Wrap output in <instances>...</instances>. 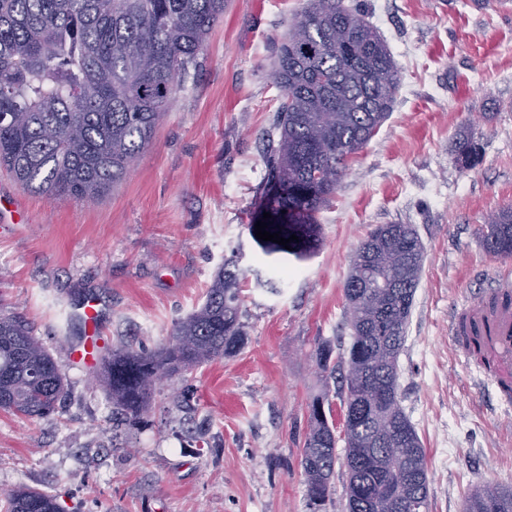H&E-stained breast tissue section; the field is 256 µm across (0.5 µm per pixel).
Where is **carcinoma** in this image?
<instances>
[{
  "instance_id": "1",
  "label": "carcinoma",
  "mask_w": 512,
  "mask_h": 512,
  "mask_svg": "<svg viewBox=\"0 0 512 512\" xmlns=\"http://www.w3.org/2000/svg\"><path fill=\"white\" fill-rule=\"evenodd\" d=\"M223 16L224 0H0V167L50 200L100 201L152 143L178 79ZM275 64L279 139L267 145L260 212L270 217L258 220L305 242L348 160L392 111L400 72L380 31L342 0H307ZM451 152L462 171L478 164L470 128L459 130ZM321 169L333 178L319 177ZM483 245L492 255H512L511 207L494 215ZM424 256L413 225H377L356 249L344 286L350 346L334 363L330 349L318 351L322 369L346 389V512H428L426 453L398 384ZM243 276L225 263L167 343L112 350L101 379L112 414L134 422L157 383L240 352ZM63 390L59 365L29 324L0 308V410L42 418ZM307 422L300 466L319 510L333 494L336 463L325 397L309 403ZM489 501L495 512H512V486L472 490L466 512H486ZM5 512L62 508L51 494L19 488L5 495Z\"/></svg>"
}]
</instances>
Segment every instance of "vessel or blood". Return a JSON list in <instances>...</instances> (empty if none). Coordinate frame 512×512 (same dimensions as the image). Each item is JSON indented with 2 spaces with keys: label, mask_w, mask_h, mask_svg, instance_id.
Returning a JSON list of instances; mask_svg holds the SVG:
<instances>
[{
  "label": "vessel or blood",
  "mask_w": 512,
  "mask_h": 512,
  "mask_svg": "<svg viewBox=\"0 0 512 512\" xmlns=\"http://www.w3.org/2000/svg\"><path fill=\"white\" fill-rule=\"evenodd\" d=\"M496 296V304L488 299L465 304L460 316L478 323L484 332L485 348L495 364L489 380L493 384L502 405L512 404L503 387L512 378V280L496 281L490 290Z\"/></svg>",
  "instance_id": "1"
}]
</instances>
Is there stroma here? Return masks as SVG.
I'll use <instances>...</instances> for the list:
<instances>
[{
	"label": "stroma",
	"instance_id": "stroma-1",
	"mask_svg": "<svg viewBox=\"0 0 512 512\" xmlns=\"http://www.w3.org/2000/svg\"><path fill=\"white\" fill-rule=\"evenodd\" d=\"M307 0H226L182 77L152 144L95 204L51 201L0 171L20 223H0V301L58 363L63 402L44 418L0 412V495L27 486L63 512H313L299 466L307 406L327 395L343 425L346 395L317 349L345 352L344 283L379 224L414 225L425 261L399 357L401 406L429 469V512H463L484 482L512 486V414L494 409L483 366L464 359L449 323L484 296L512 256L486 252L491 215L512 205V0H352L401 72L393 112L349 162L317 213L303 256L265 253L249 230L281 91L274 46ZM471 123L481 159L450 152ZM236 259L247 342L234 357L158 384L140 423L112 418L99 365L71 366L72 312L102 310L97 357L156 348Z\"/></svg>",
	"mask_w": 512,
	"mask_h": 512
}]
</instances>
